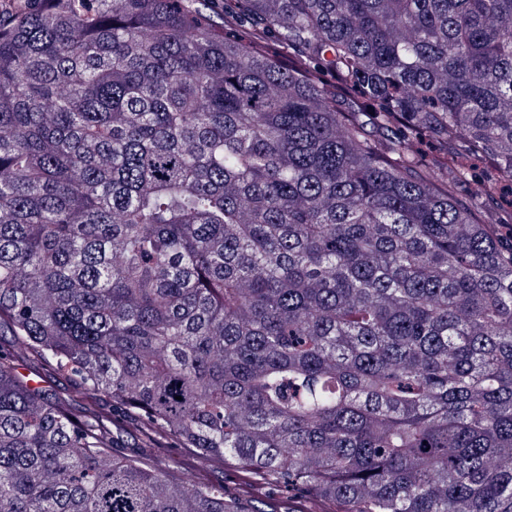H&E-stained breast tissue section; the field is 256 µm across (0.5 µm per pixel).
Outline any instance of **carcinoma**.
<instances>
[{"label": "carcinoma", "instance_id": "carcinoma-1", "mask_svg": "<svg viewBox=\"0 0 512 512\" xmlns=\"http://www.w3.org/2000/svg\"><path fill=\"white\" fill-rule=\"evenodd\" d=\"M210 2L0 11V328L146 449L0 349V512H512V0Z\"/></svg>", "mask_w": 512, "mask_h": 512}]
</instances>
